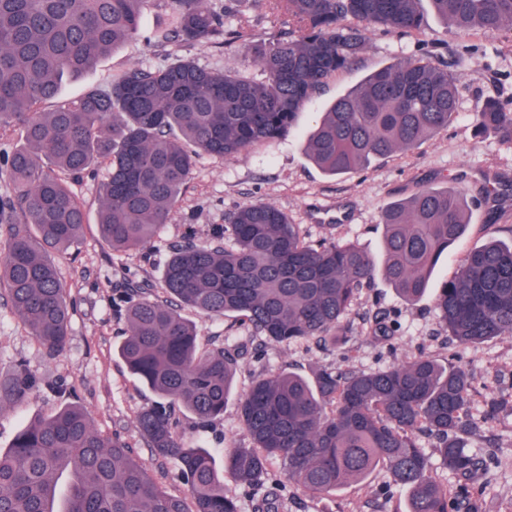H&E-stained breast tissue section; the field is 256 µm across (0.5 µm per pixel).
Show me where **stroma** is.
Here are the masks:
<instances>
[{"instance_id": "stroma-1", "label": "stroma", "mask_w": 512, "mask_h": 512, "mask_svg": "<svg viewBox=\"0 0 512 512\" xmlns=\"http://www.w3.org/2000/svg\"><path fill=\"white\" fill-rule=\"evenodd\" d=\"M419 6L424 15L419 32L401 35L368 26L356 62L338 71L298 112L289 133L229 161L200 155L168 224L143 248L117 255L100 238L96 220L105 166L72 182L88 222L78 244L55 256L71 304L68 342L61 352L50 356L43 351L12 313L0 284V376L22 362L39 382L33 396L0 404L1 450L9 448L16 432L30 420L51 416L76 401L92 425L119 436L169 494L184 496L186 487L175 464L155 457L135 426L136 415L154 396L115 353L126 331L117 303L132 288L151 298H164L162 272L171 251L189 238L201 246L223 244L227 218L243 204L265 202L279 208L298 225L306 242H354L377 259L382 254L381 216L387 205L423 187L456 188L474 204L465 234L436 267L438 281L451 276L487 240H512V144L493 135L474 136L476 108L485 98H498L512 108V32L493 37L467 34L439 19L428 0H420ZM170 13L167 0H150L139 40L115 50L79 77L65 79L60 99H76L92 88L108 89L114 77L131 68L157 67L174 58L255 77L259 67L247 55V45L293 29L290 17L268 0H235L233 28L238 36L232 46L220 39L155 46L151 33L168 23ZM419 59L447 65L458 79L457 112L447 129L414 150L338 177L326 176L309 161L307 134L336 97L373 71ZM183 314L196 324L201 344L224 341L240 354L223 420L203 428L191 415H180L176 433L185 445L221 452L247 444L238 403L258 375L290 369L310 379L324 367L378 372L423 354L443 365L464 366L471 373L469 414L477 427L468 444L488 467L487 475L476 479L474 495L485 503V512H512V336L459 344L441 324L432 296L414 304L404 302L380 277L359 294L347 318V337L334 345L314 341L269 345L238 319L205 316L188 308ZM375 316L391 325V336L371 337L366 320ZM407 507V491L383 466L364 482L325 496L288 484L279 501V512H407Z\"/></svg>"}]
</instances>
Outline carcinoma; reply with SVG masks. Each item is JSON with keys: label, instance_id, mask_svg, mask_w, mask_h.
<instances>
[{"label": "carcinoma", "instance_id": "cac0c4a2", "mask_svg": "<svg viewBox=\"0 0 512 512\" xmlns=\"http://www.w3.org/2000/svg\"><path fill=\"white\" fill-rule=\"evenodd\" d=\"M151 0H0V124H20L24 142L8 157L10 196L0 216L18 220L0 243V283L11 310L48 352L68 340L66 289L53 255L75 245L87 223L64 176L80 178L108 162L98 213L102 241L135 250L168 223L196 157L231 160L285 135L296 114L365 44L362 25L414 33L419 0H274L297 34L251 46L260 77L202 67L190 59L136 67L107 91L43 112L64 77L78 76L139 34ZM451 26L492 37L512 25V0H431ZM170 25L152 40L188 44L225 34L209 0H169ZM457 83L448 67L421 60L386 66L336 98L307 140L310 160L330 176L411 151L448 127ZM476 133L512 142V112L496 98L477 106ZM383 260L354 244L305 242L288 215L265 202L228 218L224 246L175 249L164 267L167 295L207 316L232 315L269 343L336 340L360 291L381 274L407 303L426 294L438 259L469 225L467 197L423 188L382 213ZM117 353L155 399L136 427L155 456L174 462L188 496L159 487L117 437L67 404L30 422L0 452V512H239L224 471L249 488L283 461L288 482L316 495L364 481L385 466L408 489V512H452L448 490L431 475L417 433L436 439L442 464L464 480L484 470L468 447L471 378L418 356L386 370L324 368L310 382L283 370L257 377L239 401L250 445L219 462L175 433L178 410L206 427L224 416L237 363L224 344L204 349L195 326L168 302L129 294ZM435 309L461 344L512 335V243L472 251L436 291ZM38 387L23 363L0 382V403Z\"/></svg>", "mask_w": 512, "mask_h": 512}]
</instances>
